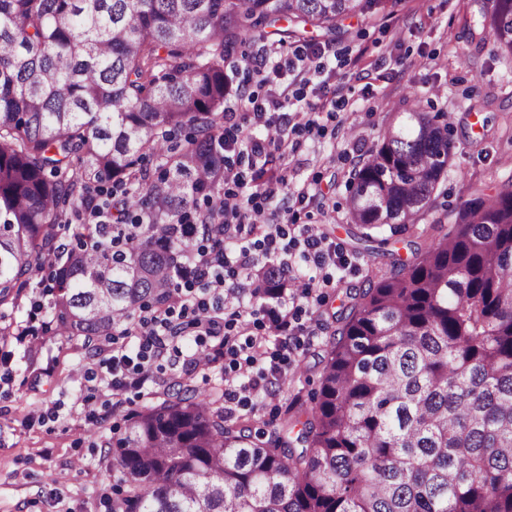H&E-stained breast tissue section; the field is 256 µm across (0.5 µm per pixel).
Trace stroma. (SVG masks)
Listing matches in <instances>:
<instances>
[{
  "label": "stroma",
  "instance_id": "stroma-1",
  "mask_svg": "<svg viewBox=\"0 0 512 512\" xmlns=\"http://www.w3.org/2000/svg\"><path fill=\"white\" fill-rule=\"evenodd\" d=\"M474 9L473 0H400L387 18L349 19L333 40L314 33L305 44L308 52L329 48L304 90L318 123L301 128V115L284 100L297 130L284 142L269 141L263 167L242 172L251 193L263 192L270 176H284L287 189L262 202L267 215L316 225L345 266L321 270L293 255L294 278L313 286L302 316L308 334L282 362L275 396L254 397L232 420L276 426L293 404L310 402L348 293L423 252L429 224L436 236L449 232L471 195L512 185V58L497 53L492 32L466 40L464 19ZM339 97L345 104L337 108ZM416 100L448 121L456 155L428 218L370 254L347 207L350 173L377 144L388 109L405 112ZM112 349L106 343L94 352L62 336L0 342V512H110L118 476L102 437L123 431L148 398L175 383L210 390L223 386L232 367L228 356L189 373L178 364L157 372L141 394L116 400L102 367ZM88 368L98 372L90 382L82 375Z\"/></svg>",
  "mask_w": 512,
  "mask_h": 512
}]
</instances>
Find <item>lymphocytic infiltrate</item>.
I'll list each match as a JSON object with an SVG mask.
<instances>
[{
  "instance_id": "f902f5d3",
  "label": "lymphocytic infiltrate",
  "mask_w": 512,
  "mask_h": 512,
  "mask_svg": "<svg viewBox=\"0 0 512 512\" xmlns=\"http://www.w3.org/2000/svg\"><path fill=\"white\" fill-rule=\"evenodd\" d=\"M279 108L277 99L244 91L238 94L236 105L226 112L229 124L224 128V197L211 205L215 212L213 221L223 225L228 238L237 236L243 226H251L255 241L241 246L238 254H227L220 260L202 250L181 260L183 285L176 289L172 305L165 310L146 312L138 319L133 331L139 341L136 356H129L120 348L113 350L109 361L113 395L141 391L153 379L158 362L167 356L179 337L174 329L176 316L195 311L200 317L189 324L193 335L210 338L212 344L204 356L193 360V367L205 368L230 355L235 370L261 369L268 354L265 337L253 336L246 338L244 344H234L225 331L227 321L223 317L224 311L233 309L236 297L235 289L227 287L226 282L248 268L253 251L281 254L286 246L292 245L301 248L317 267L336 264V253L326 246L324 237L312 225H301L298 234H291L289 225L267 221L263 208L240 192L244 179L232 158L240 144L239 125L234 116L242 111L253 125L277 127L281 124L275 116Z\"/></svg>"
}]
</instances>
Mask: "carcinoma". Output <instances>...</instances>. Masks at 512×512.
<instances>
[{
    "instance_id": "cac0c4a2",
    "label": "carcinoma",
    "mask_w": 512,
    "mask_h": 512,
    "mask_svg": "<svg viewBox=\"0 0 512 512\" xmlns=\"http://www.w3.org/2000/svg\"><path fill=\"white\" fill-rule=\"evenodd\" d=\"M397 2L0 0V308L48 268L43 329L93 348L170 304L176 257L224 251L223 225L184 224L224 196V63ZM491 2L466 28L512 55V0ZM454 150L420 104L392 116L351 172L353 223L425 219ZM95 205L122 223H87ZM281 281L268 260L254 300ZM341 322L316 402L279 430L230 424L183 382L134 413L103 440L112 512H512V186L466 200Z\"/></svg>"
}]
</instances>
